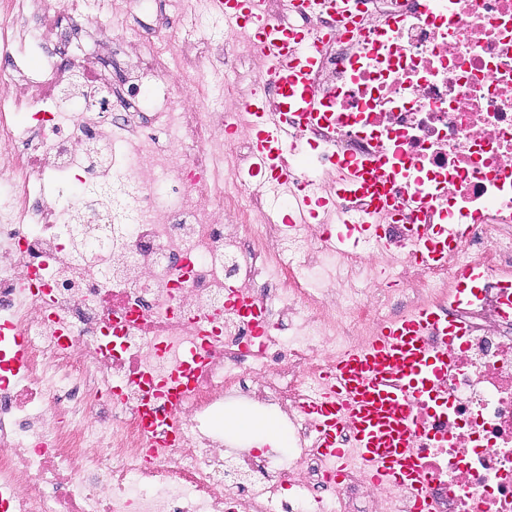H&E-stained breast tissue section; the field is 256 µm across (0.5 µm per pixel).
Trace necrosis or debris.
Wrapping results in <instances>:
<instances>
[{"instance_id":"obj_1","label":"necrosis or debris","mask_w":512,"mask_h":512,"mask_svg":"<svg viewBox=\"0 0 512 512\" xmlns=\"http://www.w3.org/2000/svg\"><path fill=\"white\" fill-rule=\"evenodd\" d=\"M161 2L167 24L150 32L132 22L140 0H0V322L25 340L21 370L0 362V512H411L402 488L321 455L301 408L344 348L390 323L384 272L454 324L431 334L448 375L419 408L433 512H512V0H344L354 31L332 6L271 0L319 49L328 114L286 119L309 146L293 180L317 166L324 192L343 161L377 159L397 200L384 245L342 256L313 225L286 233L270 184L239 177L241 103L272 82L248 33ZM218 37L245 67L215 86ZM87 40L122 81L90 71ZM76 188L112 193L77 251ZM404 224L468 234L428 266ZM470 264L484 276L466 293ZM197 355L159 411L176 442L147 435L138 406ZM233 402L282 420L286 458L225 444L216 421Z\"/></svg>"}]
</instances>
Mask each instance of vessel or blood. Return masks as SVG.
I'll use <instances>...</instances> for the list:
<instances>
[{
    "label": "vessel or blood",
    "instance_id": "1",
    "mask_svg": "<svg viewBox=\"0 0 512 512\" xmlns=\"http://www.w3.org/2000/svg\"><path fill=\"white\" fill-rule=\"evenodd\" d=\"M203 2L225 25L249 23L256 28L257 50L272 67L278 86L279 101L255 94L242 105L253 143L248 175L277 182L280 193L290 194L289 203L281 208V221L288 226L333 212L334 198L316 195L309 187L289 191L288 161L301 156L302 149L289 142L278 124L279 112L289 104L304 106L308 118H316L312 74L319 63L318 51L271 21L267 0ZM404 233L416 240L420 261L442 259L448 250L447 229L432 235L427 227L413 224ZM379 236V225L365 220L337 225L328 240L344 251ZM444 323L440 311L424 307L378 329L363 345L337 355L302 405L323 453L342 463L356 458L378 481L404 486L414 512H428L427 476L412 451L419 433L414 404L433 393V378L447 365V350L432 348L428 342L429 333Z\"/></svg>",
    "mask_w": 512,
    "mask_h": 512
}]
</instances>
